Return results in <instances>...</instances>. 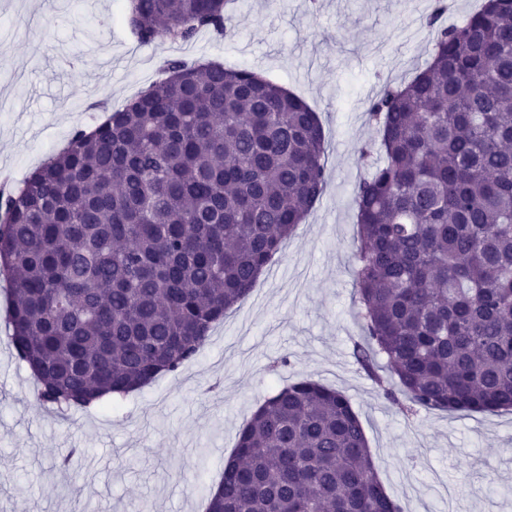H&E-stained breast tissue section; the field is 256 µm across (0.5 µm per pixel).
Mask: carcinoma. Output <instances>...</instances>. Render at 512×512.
Returning a JSON list of instances; mask_svg holds the SVG:
<instances>
[{
    "mask_svg": "<svg viewBox=\"0 0 512 512\" xmlns=\"http://www.w3.org/2000/svg\"><path fill=\"white\" fill-rule=\"evenodd\" d=\"M143 44L224 32V0H129ZM431 59L370 102L355 189L354 356L410 408L512 409V0L440 26ZM19 185L0 187L10 342L60 411L200 355L326 184L300 97L248 69L167 63ZM206 512H401L342 392L280 387L239 433Z\"/></svg>",
    "mask_w": 512,
    "mask_h": 512,
    "instance_id": "1",
    "label": "carcinoma"
}]
</instances>
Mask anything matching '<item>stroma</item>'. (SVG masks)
I'll list each match as a JSON object with an SVG mask.
<instances>
[{
    "label": "stroma",
    "mask_w": 512,
    "mask_h": 512,
    "mask_svg": "<svg viewBox=\"0 0 512 512\" xmlns=\"http://www.w3.org/2000/svg\"><path fill=\"white\" fill-rule=\"evenodd\" d=\"M435 0H231L224 33L140 43L128 0H0V170L23 181L75 127L164 78L170 59L246 68L302 96L327 142L326 187L193 363L59 419L0 319V512H204L238 434L284 384L345 394L403 512H512V412L406 411L353 347L360 147L371 99L425 66ZM288 367H279L280 358Z\"/></svg>",
    "instance_id": "35a3bbf8"
}]
</instances>
